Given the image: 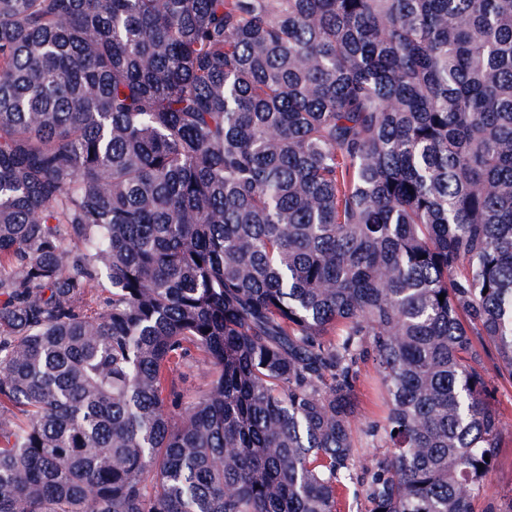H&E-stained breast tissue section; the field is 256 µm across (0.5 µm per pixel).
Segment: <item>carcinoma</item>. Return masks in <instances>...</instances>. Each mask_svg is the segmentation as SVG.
Here are the masks:
<instances>
[{
  "instance_id": "obj_1",
  "label": "carcinoma",
  "mask_w": 512,
  "mask_h": 512,
  "mask_svg": "<svg viewBox=\"0 0 512 512\" xmlns=\"http://www.w3.org/2000/svg\"><path fill=\"white\" fill-rule=\"evenodd\" d=\"M492 351L512 0H0V512H336L369 357V512H475ZM360 370V378L357 382L359 412L352 422V428L356 457L361 462H366L387 454L391 448H387L383 441L367 432L371 424L383 419L385 400L377 389L378 375L372 359L362 363ZM204 368L194 364L191 368L184 369V374L178 377V385L187 401L194 400L204 386Z\"/></svg>"
}]
</instances>
